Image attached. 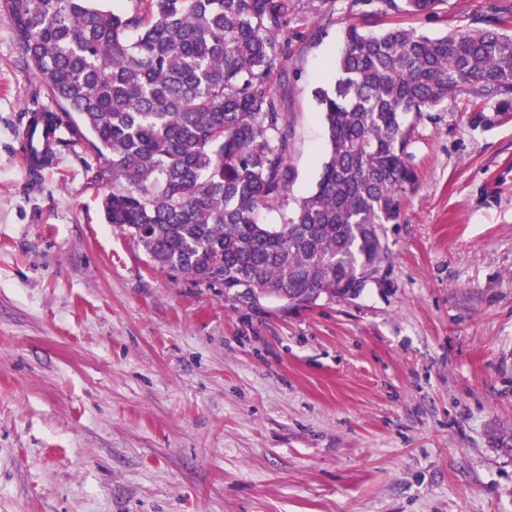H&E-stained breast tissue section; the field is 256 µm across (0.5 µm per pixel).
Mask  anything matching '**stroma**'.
Masks as SVG:
<instances>
[{"mask_svg":"<svg viewBox=\"0 0 512 512\" xmlns=\"http://www.w3.org/2000/svg\"><path fill=\"white\" fill-rule=\"evenodd\" d=\"M279 88L293 197L328 151L316 89L355 24L439 37L434 15L292 0ZM0 17V512H512V112L459 97L411 118L416 179L356 296L225 302L106 224L85 147L41 182L18 155L43 102Z\"/></svg>","mask_w":512,"mask_h":512,"instance_id":"stroma-1","label":"stroma"}]
</instances>
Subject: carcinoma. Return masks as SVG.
Instances as JSON below:
<instances>
[{
    "mask_svg": "<svg viewBox=\"0 0 512 512\" xmlns=\"http://www.w3.org/2000/svg\"><path fill=\"white\" fill-rule=\"evenodd\" d=\"M0 0L47 103L112 186L106 222L158 266L224 289L250 308L310 307L359 292L386 250L415 180L407 117L458 96L512 112V6L432 38L352 25L333 87L316 92L329 152L315 189L281 224L259 215L289 200L292 127L275 88L292 39L290 0ZM442 0H377L381 13L431 14Z\"/></svg>",
    "mask_w": 512,
    "mask_h": 512,
    "instance_id": "cac0c4a2",
    "label": "carcinoma"
}]
</instances>
